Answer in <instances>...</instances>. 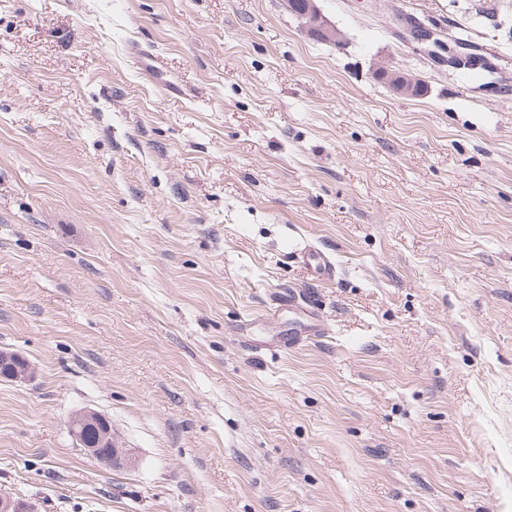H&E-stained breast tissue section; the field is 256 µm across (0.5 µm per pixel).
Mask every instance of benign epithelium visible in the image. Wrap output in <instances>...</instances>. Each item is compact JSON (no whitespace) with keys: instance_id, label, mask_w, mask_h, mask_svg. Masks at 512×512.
I'll return each mask as SVG.
<instances>
[{"instance_id":"1","label":"benign epithelium","mask_w":512,"mask_h":512,"mask_svg":"<svg viewBox=\"0 0 512 512\" xmlns=\"http://www.w3.org/2000/svg\"><path fill=\"white\" fill-rule=\"evenodd\" d=\"M304 30L313 38L336 43L341 34L331 25L317 5V0H302L299 11ZM377 76L386 80L396 93L415 97L422 92L417 80L386 68L377 70ZM35 377V367L16 351L0 350V378L14 382H28ZM98 432V438L90 440L88 433ZM70 433L76 446L85 449L92 457L110 467L131 466L132 457L127 449L121 448L112 433V422L105 415L92 409L75 412L70 420ZM0 512H39L37 503L9 493H0Z\"/></svg>"}]
</instances>
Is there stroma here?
Here are the masks:
<instances>
[{
	"mask_svg": "<svg viewBox=\"0 0 512 512\" xmlns=\"http://www.w3.org/2000/svg\"><path fill=\"white\" fill-rule=\"evenodd\" d=\"M318 5L341 43L285 0H0V348L36 369L0 379V490L41 512H512V0ZM408 19L493 72L449 75ZM315 286L326 338L267 350L305 320L271 300ZM84 408L132 466L76 448ZM377 76L385 79L396 93L404 96L415 97L422 92V85L417 80L398 73H393L386 68H379ZM296 259L307 269L317 274L320 281H331L336 276V265L332 258L321 250L308 246L294 252Z\"/></svg>",
	"mask_w": 512,
	"mask_h": 512,
	"instance_id": "35a3bbf8",
	"label": "stroma"
}]
</instances>
